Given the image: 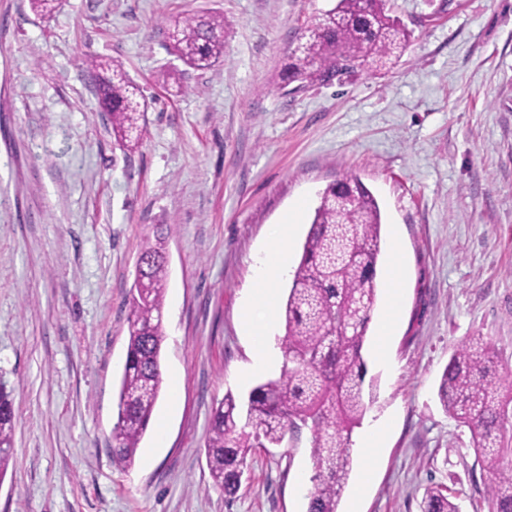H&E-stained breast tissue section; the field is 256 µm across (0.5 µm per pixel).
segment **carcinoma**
Here are the masks:
<instances>
[{
	"label": "carcinoma",
	"instance_id": "obj_1",
	"mask_svg": "<svg viewBox=\"0 0 512 512\" xmlns=\"http://www.w3.org/2000/svg\"><path fill=\"white\" fill-rule=\"evenodd\" d=\"M388 0H337L312 18L282 72L286 84H324L344 70L374 69L399 59L411 33L389 15ZM171 52L205 70L224 57V18L187 14L169 20ZM101 111L112 134L133 149L140 141L145 103L140 87L117 60H89ZM382 218L376 198L356 176L328 185L307 233L281 308L283 366L279 377L232 392L212 408L205 458L213 484L231 497L241 487L255 448H280L310 433L313 474L306 512H339L352 470L355 430L377 400L366 379L363 347L377 297ZM129 292L128 345L112 458L131 466L162 387V317L168 260L164 238L143 240ZM444 411L472 433L489 476L487 512H512V378L503 376L492 346L482 339L461 345L445 367L437 392ZM15 410L0 383V478L14 445ZM423 512H459L450 495L430 489Z\"/></svg>",
	"mask_w": 512,
	"mask_h": 512
}]
</instances>
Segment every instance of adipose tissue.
I'll return each mask as SVG.
<instances>
[{"mask_svg": "<svg viewBox=\"0 0 512 512\" xmlns=\"http://www.w3.org/2000/svg\"><path fill=\"white\" fill-rule=\"evenodd\" d=\"M295 216H287L273 225L268 243L257 258L254 269V287L243 307L241 320L256 343L252 356V368L266 372L276 368L280 362L279 353L265 343L274 326L276 286L286 278L291 268L290 241L295 229Z\"/></svg>", "mask_w": 512, "mask_h": 512, "instance_id": "1", "label": "adipose tissue"}]
</instances>
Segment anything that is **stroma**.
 I'll use <instances>...</instances> for the list:
<instances>
[{"label": "stroma", "instance_id": "stroma-1", "mask_svg": "<svg viewBox=\"0 0 512 512\" xmlns=\"http://www.w3.org/2000/svg\"><path fill=\"white\" fill-rule=\"evenodd\" d=\"M335 0H0V381L17 417L0 512H306L308 444L256 449L238 493L214 486L211 408L258 380L240 310L272 225L304 207L300 255L325 187L356 175L382 216L388 268L407 270L379 398L340 502L422 512L428 489L480 512L487 474L441 408L450 357L482 337L512 371V0H389L410 31L400 60L302 89L280 75ZM224 18L207 70L169 51L167 20ZM122 62L147 102L138 150L100 112L86 62ZM163 231L162 391L132 467L112 458L126 300L140 243ZM375 469L365 492L366 462Z\"/></svg>", "mask_w": 512, "mask_h": 512}]
</instances>
